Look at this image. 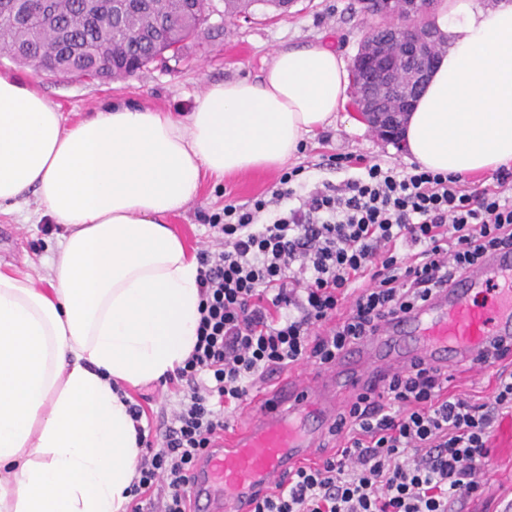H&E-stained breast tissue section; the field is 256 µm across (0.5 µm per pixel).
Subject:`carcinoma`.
<instances>
[{"mask_svg": "<svg viewBox=\"0 0 512 512\" xmlns=\"http://www.w3.org/2000/svg\"><path fill=\"white\" fill-rule=\"evenodd\" d=\"M257 0H223L221 13L234 17L254 11ZM48 24L29 21L17 27L0 15V53L16 64L44 70L68 69L89 80L126 79L159 59L152 32L157 20L175 16L168 46L172 56L198 39L200 27L218 9L214 0H192L194 11L180 16L178 0H112L110 9L87 10V0H53Z\"/></svg>", "mask_w": 512, "mask_h": 512, "instance_id": "cac0c4a2", "label": "carcinoma"}]
</instances>
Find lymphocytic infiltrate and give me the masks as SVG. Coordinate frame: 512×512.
<instances>
[{
	"label": "lymphocytic infiltrate",
	"mask_w": 512,
	"mask_h": 512,
	"mask_svg": "<svg viewBox=\"0 0 512 512\" xmlns=\"http://www.w3.org/2000/svg\"><path fill=\"white\" fill-rule=\"evenodd\" d=\"M293 178L207 218L197 340L172 376L184 399L158 440L137 437L128 512H188L198 459L257 383L330 366L387 318L512 251L511 169L492 189L376 163L303 193ZM494 378L483 402L447 393V376L420 362L385 378L329 429L334 452L254 495L253 512H452L484 486L491 430L512 413V371Z\"/></svg>",
	"instance_id": "obj_1"
}]
</instances>
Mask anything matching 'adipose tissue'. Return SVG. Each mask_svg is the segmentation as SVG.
I'll use <instances>...</instances> for the list:
<instances>
[{
  "label": "adipose tissue",
  "instance_id": "adipose-tissue-1",
  "mask_svg": "<svg viewBox=\"0 0 512 512\" xmlns=\"http://www.w3.org/2000/svg\"><path fill=\"white\" fill-rule=\"evenodd\" d=\"M447 47L404 126L421 169L512 163V0H434ZM345 59L283 47L260 79L210 84L184 117L115 106L74 124L0 74V213L35 195L64 225L46 287L0 270V512H122L139 452L118 390L181 366L199 265L164 223L205 178L273 169L344 111Z\"/></svg>",
  "mask_w": 512,
  "mask_h": 512
}]
</instances>
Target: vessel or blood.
Instances as JSON below:
<instances>
[{"instance_id":"vessel-or-blood-1","label":"vessel or blood","mask_w":512,"mask_h":512,"mask_svg":"<svg viewBox=\"0 0 512 512\" xmlns=\"http://www.w3.org/2000/svg\"><path fill=\"white\" fill-rule=\"evenodd\" d=\"M512 337V252L493 255L423 306L388 321L330 367L297 374L251 402L245 430L219 437L198 462L191 512H250L258 487L314 456L347 399L421 361L451 369Z\"/></svg>"}]
</instances>
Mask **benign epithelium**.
<instances>
[{"label": "benign epithelium", "mask_w": 512, "mask_h": 512, "mask_svg": "<svg viewBox=\"0 0 512 512\" xmlns=\"http://www.w3.org/2000/svg\"><path fill=\"white\" fill-rule=\"evenodd\" d=\"M430 0H358L372 30L351 61L356 75L352 99L357 117L380 139L399 142L413 94L442 51L444 40L417 22Z\"/></svg>", "instance_id": "7a95c632"}]
</instances>
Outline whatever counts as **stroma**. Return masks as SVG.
<instances>
[{"label":"stroma","instance_id":"stroma-1","mask_svg":"<svg viewBox=\"0 0 512 512\" xmlns=\"http://www.w3.org/2000/svg\"><path fill=\"white\" fill-rule=\"evenodd\" d=\"M371 27L358 11L355 0H299L285 18H268L256 12L252 22L224 21L218 37L201 36L189 43L181 59L156 62L135 76L120 81L61 80L51 74H35L0 55V73H9L36 85L75 123L90 112L113 103L150 108L181 116L191 112L198 97L214 82L257 78L273 60L276 49L325 42L345 57H352ZM363 157L382 167L411 169L402 147L372 134L351 112L338 115L331 124L306 139L288 168L298 169L294 188H312L324 180L340 183L356 176L354 167L333 168L330 157ZM280 171H256L225 177L206 178L198 198L184 210L166 217L165 222L184 242L190 254L204 248L208 229L202 215L223 213L226 204L251 202L276 185ZM62 225L37 213L35 204L0 214V264L41 281L52 258L49 243L62 234ZM449 393L488 399L493 390L494 370L452 369ZM132 402L141 404L151 426L176 409L182 393L164 380L132 388ZM492 454L486 468L482 494L471 498L463 512H507L512 504V415L502 416L491 434Z\"/></svg>","mask_w":512,"mask_h":512}]
</instances>
